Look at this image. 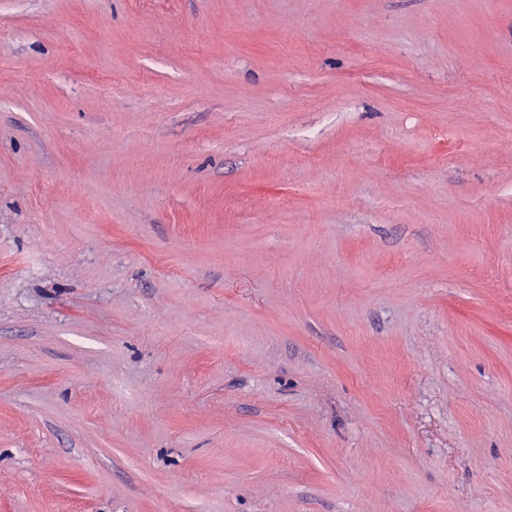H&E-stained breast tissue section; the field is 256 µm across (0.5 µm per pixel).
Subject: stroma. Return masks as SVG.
Returning a JSON list of instances; mask_svg holds the SVG:
<instances>
[{"instance_id":"1","label":"stroma","mask_w":512,"mask_h":512,"mask_svg":"<svg viewBox=\"0 0 512 512\" xmlns=\"http://www.w3.org/2000/svg\"><path fill=\"white\" fill-rule=\"evenodd\" d=\"M0 512H512V0H0Z\"/></svg>"}]
</instances>
